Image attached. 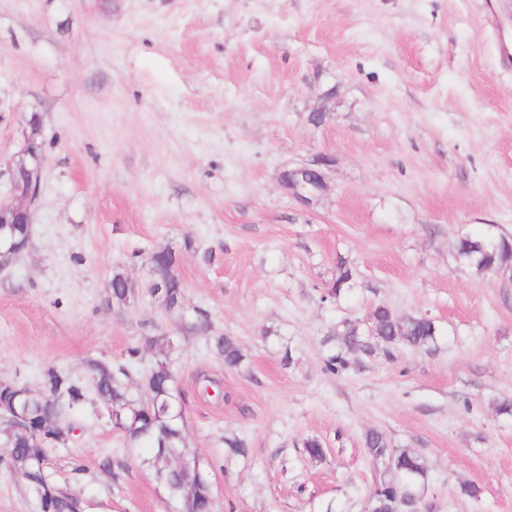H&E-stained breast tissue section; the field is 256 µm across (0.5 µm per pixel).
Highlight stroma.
I'll return each instance as SVG.
<instances>
[{
	"label": "stroma",
	"instance_id": "35a3bbf8",
	"mask_svg": "<svg viewBox=\"0 0 512 512\" xmlns=\"http://www.w3.org/2000/svg\"><path fill=\"white\" fill-rule=\"evenodd\" d=\"M489 16L487 0H0V163L30 119L44 142L29 245L0 269V380H84L158 330L216 512H369V430L426 460L420 512H512V278L456 256L462 237H512V67ZM321 156L328 187L301 205L281 176ZM163 247L181 316L146 292ZM340 258L356 276L332 301ZM118 271L137 290L121 307ZM380 304L432 318L435 347L326 372L329 333ZM198 310L240 368L188 331ZM76 420L48 471L86 512H175L104 403ZM236 434L248 459L225 457ZM8 456L0 512H40ZM211 350L224 361V366L237 368L243 361L244 355L233 336L214 335L210 337Z\"/></svg>",
	"mask_w": 512,
	"mask_h": 512
}]
</instances>
